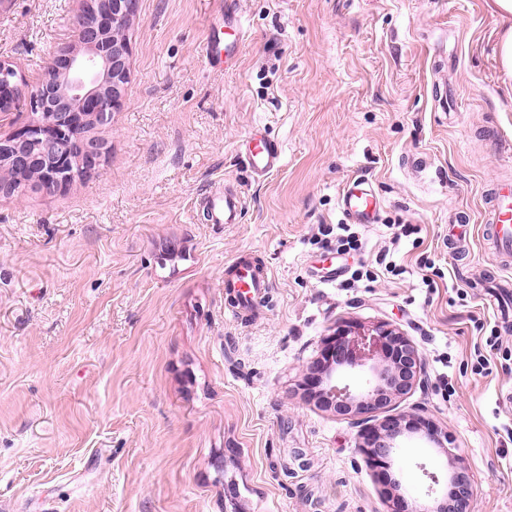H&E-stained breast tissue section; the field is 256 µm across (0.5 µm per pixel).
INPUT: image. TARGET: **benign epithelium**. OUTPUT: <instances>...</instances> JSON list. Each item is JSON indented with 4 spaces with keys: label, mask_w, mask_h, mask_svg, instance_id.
Returning <instances> with one entry per match:
<instances>
[{
    "label": "benign epithelium",
    "mask_w": 512,
    "mask_h": 512,
    "mask_svg": "<svg viewBox=\"0 0 512 512\" xmlns=\"http://www.w3.org/2000/svg\"><path fill=\"white\" fill-rule=\"evenodd\" d=\"M138 20L136 0H81V10L67 49L56 52L44 79L28 87L11 64L0 62V85L27 95L30 120L9 135L10 166L26 171L42 160L80 168L64 179L44 178L38 189L54 195L90 176L105 157L102 143L80 129L112 124V113L125 100L130 77L129 31ZM323 357L306 368L301 387L314 406L339 416L381 419L361 430L358 450L377 464H386L404 437L421 433L448 458L446 473L424 471L430 486L446 483V492L425 512H475L471 474L453 453V438L411 414H393L391 407L422 382V358L411 339L382 323L364 330L354 323L336 327L323 340Z\"/></svg>",
    "instance_id": "1"
}]
</instances>
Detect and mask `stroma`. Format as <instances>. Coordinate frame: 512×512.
Wrapping results in <instances>:
<instances>
[{"label": "stroma", "instance_id": "stroma-1", "mask_svg": "<svg viewBox=\"0 0 512 512\" xmlns=\"http://www.w3.org/2000/svg\"><path fill=\"white\" fill-rule=\"evenodd\" d=\"M238 64L201 57L211 0H137L125 104L99 135L97 174L59 195L0 197V512H388L386 469L361 425L314 407L299 383L332 329L389 323L422 355L397 405L448 431L476 512H512V326L478 284L501 276L482 214L512 181V79L492 0H234ZM79 0H8L0 61L38 84L71 42ZM264 129L281 169L254 178L240 152ZM353 176L381 201L362 254L319 245L343 223ZM224 181L237 224L197 214ZM470 220L448 244V213ZM412 224L394 261L390 225ZM265 265L268 304L233 319L224 264ZM339 283L320 282L327 266ZM374 272L341 287L358 266ZM439 273L425 285L429 268ZM498 333L490 374L474 349ZM446 457L405 439L396 479L428 505Z\"/></svg>", "mask_w": 512, "mask_h": 512}]
</instances>
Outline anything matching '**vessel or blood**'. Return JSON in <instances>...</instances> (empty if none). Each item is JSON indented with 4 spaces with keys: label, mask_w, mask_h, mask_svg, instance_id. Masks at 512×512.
Listing matches in <instances>:
<instances>
[{
    "label": "vessel or blood",
    "mask_w": 512,
    "mask_h": 512,
    "mask_svg": "<svg viewBox=\"0 0 512 512\" xmlns=\"http://www.w3.org/2000/svg\"><path fill=\"white\" fill-rule=\"evenodd\" d=\"M246 27L243 18L235 12L229 0H221L216 14L208 23L201 55L209 67L221 69L236 64L244 41ZM246 164L256 178H265L282 164L279 145L260 130H252L241 144ZM339 207L349 223H377L380 203L368 180L349 179L342 188ZM202 213L209 224L239 223L244 201L235 191L215 183L201 198ZM485 220L496 248L503 255L512 254V185H497ZM267 273L262 263L252 256L241 254L224 265V291L234 297L231 309L234 317H248L255 295L269 288Z\"/></svg>",
    "instance_id": "b4317fda"
}]
</instances>
